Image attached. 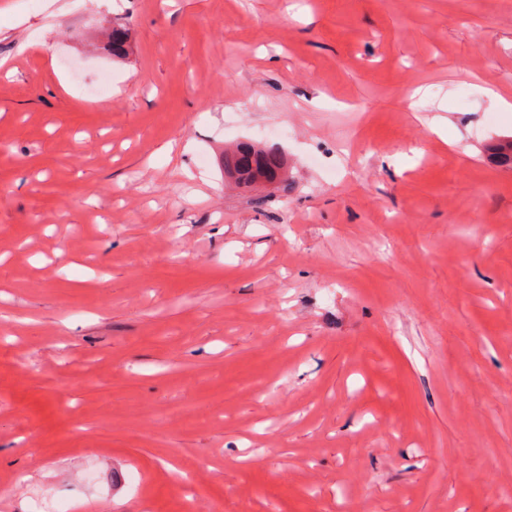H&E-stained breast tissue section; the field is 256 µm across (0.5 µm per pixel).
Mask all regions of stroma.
<instances>
[{
    "label": "stroma",
    "instance_id": "35a3bbf8",
    "mask_svg": "<svg viewBox=\"0 0 512 512\" xmlns=\"http://www.w3.org/2000/svg\"><path fill=\"white\" fill-rule=\"evenodd\" d=\"M497 93L512 0H0V512H512ZM282 156L254 144H243L224 155V177L243 183L280 181L284 175Z\"/></svg>",
    "mask_w": 512,
    "mask_h": 512
}]
</instances>
